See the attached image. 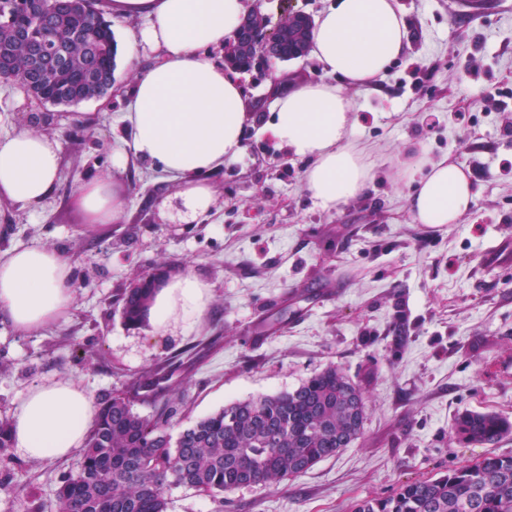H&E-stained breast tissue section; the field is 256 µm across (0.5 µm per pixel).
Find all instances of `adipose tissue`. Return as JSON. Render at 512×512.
Segmentation results:
<instances>
[{
	"label": "adipose tissue",
	"mask_w": 512,
	"mask_h": 512,
	"mask_svg": "<svg viewBox=\"0 0 512 512\" xmlns=\"http://www.w3.org/2000/svg\"><path fill=\"white\" fill-rule=\"evenodd\" d=\"M115 20L143 25L127 44L158 52L137 71L124 118L133 129L130 149L112 155L114 170L129 156L173 178H186L181 193L190 215L211 206L210 186L192 175L234 161L242 152L246 102L237 79L206 59L204 48L233 37L248 0H101ZM407 46L403 14L396 0H334L317 19L310 53L339 84L307 81L278 97L269 124L289 152L312 158L307 187L316 204L332 209L361 196L373 179L362 149L351 140L354 106L343 84L367 89L387 72ZM57 140L21 129L0 136V199L37 208L53 191L59 172ZM396 169L407 179L411 212L422 224L457 223L475 200L473 184L459 163L430 162L409 150ZM87 223L119 218L124 199L108 181L91 180L73 191ZM69 259L56 249L31 246L0 256V316L30 334L66 319L71 304ZM211 287L184 274L159 288L151 307L156 333H189L200 323ZM94 399L71 381L48 380L31 387L9 417L18 452L27 459H65L83 449L97 418Z\"/></svg>",
	"instance_id": "1"
}]
</instances>
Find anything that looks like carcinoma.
I'll return each mask as SVG.
<instances>
[{
  "instance_id": "cac0c4a2",
  "label": "carcinoma",
  "mask_w": 512,
  "mask_h": 512,
  "mask_svg": "<svg viewBox=\"0 0 512 512\" xmlns=\"http://www.w3.org/2000/svg\"><path fill=\"white\" fill-rule=\"evenodd\" d=\"M30 16L22 0H0V66L44 103L77 105L103 96L112 82L117 44L97 0H43ZM307 24L287 18L276 45L288 59L305 43ZM70 40L66 61L41 49L50 34ZM256 52L236 46L231 66L247 69ZM155 289L137 285L123 296V315L135 324L147 316ZM158 371L151 393L133 383L97 398L81 468L63 474L54 512H168L172 481L200 491L224 512V493L263 483L277 486L350 447L364 434L362 386L330 365L296 388L232 402L172 438L177 408ZM152 405L143 414L135 403ZM452 432L461 443L491 445L512 433V422L494 412L458 414ZM353 512H512V456L488 455L437 475L406 481L388 496L366 497Z\"/></svg>"
}]
</instances>
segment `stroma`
I'll list each match as a JSON object with an SVG mask.
<instances>
[{
	"instance_id": "35a3bbf8",
	"label": "stroma",
	"mask_w": 512,
	"mask_h": 512,
	"mask_svg": "<svg viewBox=\"0 0 512 512\" xmlns=\"http://www.w3.org/2000/svg\"><path fill=\"white\" fill-rule=\"evenodd\" d=\"M408 48L368 90L349 89L354 138L376 177L364 195L333 210L315 204L304 175L267 131L270 109L249 112L234 162L201 175L214 202L203 215L176 210L182 183L138 158L113 173L116 145L132 141L120 121L136 69L126 56L140 23L116 21L111 94L73 106L37 105L0 88V133L25 128V112L48 113L42 135L62 154L53 194L37 209L0 201V255L27 246L62 251L72 265L67 320L26 335L0 318V420L33 385L71 379L99 396L172 371L183 401L179 427L229 403L297 387L330 365L369 383L364 435L335 457L277 487L224 495V512H351L494 454L512 456V434L463 445L451 433L465 411L512 420V263L487 267L485 250L512 240V0H397ZM312 58L258 57L239 73L248 101H274L306 80L329 81ZM498 92V101L486 91ZM449 158L476 191L455 224H420L395 174L405 149ZM115 174L125 196L118 222L87 223L74 206L80 183ZM193 273L212 298L184 336L132 326L122 296L143 275ZM408 311L406 345L393 352L395 303ZM80 455L30 461L0 452V512H52L62 474Z\"/></svg>"
}]
</instances>
